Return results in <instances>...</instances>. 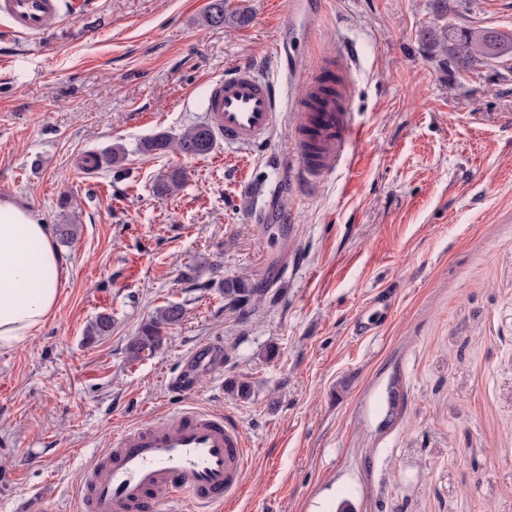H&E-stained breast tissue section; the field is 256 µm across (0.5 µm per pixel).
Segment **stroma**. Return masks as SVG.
<instances>
[{"label":"stroma","instance_id":"1","mask_svg":"<svg viewBox=\"0 0 512 512\" xmlns=\"http://www.w3.org/2000/svg\"><path fill=\"white\" fill-rule=\"evenodd\" d=\"M208 3L93 0L34 40L0 26V195L77 227L54 311L0 349V512H79L113 433L181 404L248 439L224 512H512V55L467 71L421 40L512 36V0H231L243 26L206 25ZM336 54L362 136L311 191L289 172L290 105ZM242 65L286 110L265 144L140 151L206 122L208 81ZM237 277L267 290L246 315L224 299ZM170 303L183 320L131 358ZM102 313L111 332L88 337ZM207 341L222 368L176 396Z\"/></svg>","mask_w":512,"mask_h":512}]
</instances>
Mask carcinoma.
<instances>
[{"label": "carcinoma", "mask_w": 512, "mask_h": 512, "mask_svg": "<svg viewBox=\"0 0 512 512\" xmlns=\"http://www.w3.org/2000/svg\"><path fill=\"white\" fill-rule=\"evenodd\" d=\"M249 20L248 10L243 7L231 10L228 0H210L203 16V21L210 26L243 25ZM424 39L431 48L442 53L448 51V41H454L453 61L459 68L465 70H473L491 59L512 54V38H506L492 29L458 32L445 25L427 29ZM215 142L216 139L209 125L197 124L186 129L176 139L166 133L157 134L143 142L142 150L164 152L174 146L186 156H200L210 153ZM182 180V174L174 171L156 183L155 191L160 196L169 195L181 186ZM223 289L224 298L239 307H244L252 298L260 299L265 294L264 289L243 278L224 281ZM183 317V308L175 303L159 309L155 316L142 324L139 336L135 337L129 347L130 353L137 357L146 350H153L160 344L164 329L178 324ZM111 331L112 317L108 314L97 316L88 329L91 336H105Z\"/></svg>", "instance_id": "carcinoma-1"}]
</instances>
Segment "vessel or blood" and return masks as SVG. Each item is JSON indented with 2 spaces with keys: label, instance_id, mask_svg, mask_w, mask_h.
I'll list each match as a JSON object with an SVG mask.
<instances>
[{
  "label": "vessel or blood",
  "instance_id": "obj_1",
  "mask_svg": "<svg viewBox=\"0 0 512 512\" xmlns=\"http://www.w3.org/2000/svg\"><path fill=\"white\" fill-rule=\"evenodd\" d=\"M65 18L59 0H0V20L21 37H38ZM343 67L342 57L325 59L319 76L302 83L293 103L295 176L309 189L336 170L357 136L349 112V86L332 80ZM207 101L215 137L237 146L265 143L279 112L272 85L249 66L212 81ZM223 361L222 346H197L171 381L174 393L193 391L200 372ZM249 461L248 442L228 415L172 408L162 422L145 420L113 434L104 462L85 480V509L151 512L163 500L169 512H178V503L190 500L202 512H222L226 503L239 498Z\"/></svg>",
  "mask_w": 512,
  "mask_h": 512
}]
</instances>
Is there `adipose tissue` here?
I'll return each instance as SVG.
<instances>
[{
  "label": "adipose tissue",
  "mask_w": 512,
  "mask_h": 512,
  "mask_svg": "<svg viewBox=\"0 0 512 512\" xmlns=\"http://www.w3.org/2000/svg\"><path fill=\"white\" fill-rule=\"evenodd\" d=\"M64 278L46 224L0 196V348L23 343L55 309Z\"/></svg>",
  "instance_id": "ef3b65f1"
}]
</instances>
